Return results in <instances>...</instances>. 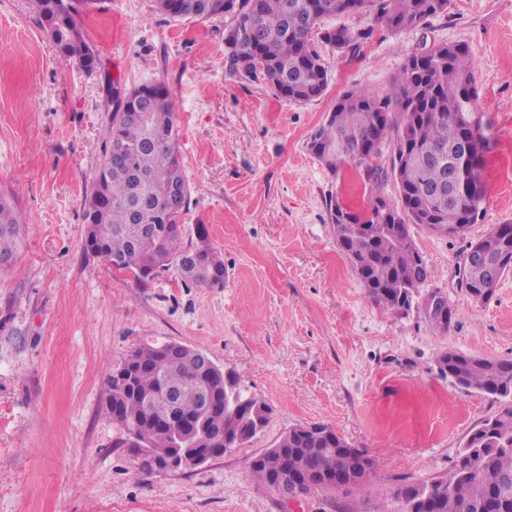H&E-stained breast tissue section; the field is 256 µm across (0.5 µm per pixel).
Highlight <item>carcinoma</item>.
I'll list each match as a JSON object with an SVG mask.
<instances>
[{
    "mask_svg": "<svg viewBox=\"0 0 512 512\" xmlns=\"http://www.w3.org/2000/svg\"><path fill=\"white\" fill-rule=\"evenodd\" d=\"M43 23L63 14L50 38L61 54L87 71L96 55L76 21L83 0H32ZM450 0H157V9L172 18H210L232 14L225 44L237 28L249 26L254 40L229 53V70L261 78L294 101L321 96L329 73L313 37L324 19L342 14L370 15L397 33L425 26L433 17L448 14ZM373 30L342 26L322 38L341 52L356 53ZM474 58L464 44L424 46L407 55L390 90L378 93L347 91L331 117L312 133L309 146L335 172L345 164L360 169L369 186V213L360 217L341 207L336 197L327 201L330 223L341 253L378 306L399 315L422 310L431 328L448 332L453 309L446 314L426 308L423 290L433 277L415 248L411 230L428 232L436 224L467 228L484 210L481 181L488 140L482 132L474 85ZM117 100L104 131L102 158L90 193L83 200V221L93 225L86 235L88 253L129 271L146 284L175 270L184 282L212 287L211 272L224 262L211 247L203 224L196 227V242L186 244L181 218L188 208L190 188L181 163L174 116L175 94L163 81L124 92ZM140 110V119H120L118 113ZM470 138L471 157L456 153L463 137ZM391 153L390 167L376 163L383 148ZM394 178L400 205L384 200L381 187ZM383 201L391 223L379 219ZM19 215L14 204L0 197V270L10 263L19 237ZM493 241L496 256L512 254V229L495 225L470 247ZM427 277H420L421 268ZM136 364L131 381L120 386L106 374L107 411L116 415L124 432L119 444L129 448H169L171 432L158 426L156 400L170 387L181 389V411L202 423L210 435L235 448L253 438L267 422L264 403L239 388L232 369L229 390L214 411L202 414L197 404L200 385H215L202 370L198 354L176 343L159 349L143 345L121 364ZM439 370L459 387L474 389L502 401V408L471 429L458 454L453 472L445 478L406 483L392 492L402 512H410L405 491L430 494L443 503L444 512H512V361L442 354ZM366 458L324 424L296 425L276 447L255 458L250 466L255 479L268 488L283 465L288 470L346 472L364 469Z\"/></svg>",
    "mask_w": 512,
    "mask_h": 512,
    "instance_id": "cac0c4a2",
    "label": "carcinoma"
}]
</instances>
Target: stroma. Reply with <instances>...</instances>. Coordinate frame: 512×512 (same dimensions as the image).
<instances>
[{
  "label": "stroma",
  "instance_id": "1",
  "mask_svg": "<svg viewBox=\"0 0 512 512\" xmlns=\"http://www.w3.org/2000/svg\"><path fill=\"white\" fill-rule=\"evenodd\" d=\"M78 23L98 61L61 56L29 0H0V195L21 234L0 271V512H399L405 483L447 476L469 431L500 401L438 370L449 350L512 360V272L474 302L455 272L471 242L512 224V0H452L426 28L394 35L371 16L325 19L372 29L353 55L318 44L326 91L295 102L229 75L230 16L162 15L155 0H90ZM473 51L489 140L484 211L467 233L418 229L416 247L455 310L447 334L417 313L377 306L336 244L326 202L364 213L354 166L331 172L309 149L348 90L385 93L420 42ZM163 79L190 186L182 217L206 225L224 285H148L86 253L82 201L113 110L112 90ZM177 342L233 369L268 409L265 427L188 472H148L105 408L107 368L145 344ZM325 424L371 462L361 485L290 507L250 469L297 424Z\"/></svg>",
  "mask_w": 512,
  "mask_h": 512
}]
</instances>
